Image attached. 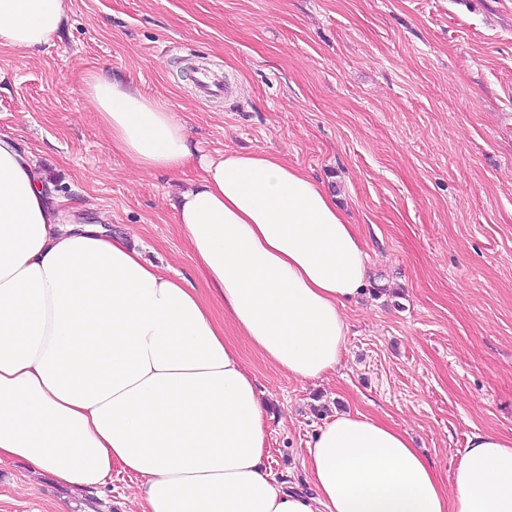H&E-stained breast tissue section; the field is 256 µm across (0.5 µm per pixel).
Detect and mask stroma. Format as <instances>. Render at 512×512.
<instances>
[{
    "label": "stroma",
    "instance_id": "35a3bbf8",
    "mask_svg": "<svg viewBox=\"0 0 512 512\" xmlns=\"http://www.w3.org/2000/svg\"><path fill=\"white\" fill-rule=\"evenodd\" d=\"M195 63L227 97L200 96ZM92 71L162 101L206 155L273 153L321 180L366 243L334 372L288 379L225 321L268 406L275 479L301 483L342 413L407 432L445 482L473 434L512 435V0H70L52 45L0 47V134L63 207L96 206L209 301L171 208L199 168L142 174L112 151L82 96ZM136 485L116 468L73 490L4 459L0 512H136Z\"/></svg>",
    "mask_w": 512,
    "mask_h": 512
}]
</instances>
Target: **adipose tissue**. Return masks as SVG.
Masks as SVG:
<instances>
[{
	"mask_svg": "<svg viewBox=\"0 0 512 512\" xmlns=\"http://www.w3.org/2000/svg\"><path fill=\"white\" fill-rule=\"evenodd\" d=\"M66 13L67 0H0V47L50 45ZM84 93L135 169H201L174 223L226 318L103 217L52 204L32 155L0 134V459L78 490L120 467L141 512H512V436L473 435L446 485L406 432L360 412L309 444L312 493L284 492L264 462L265 405L224 323L290 379L334 370L342 302L365 278L354 225L278 156L200 154L135 84L91 74Z\"/></svg>",
	"mask_w": 512,
	"mask_h": 512,
	"instance_id": "ef3b65f1",
	"label": "adipose tissue"
}]
</instances>
